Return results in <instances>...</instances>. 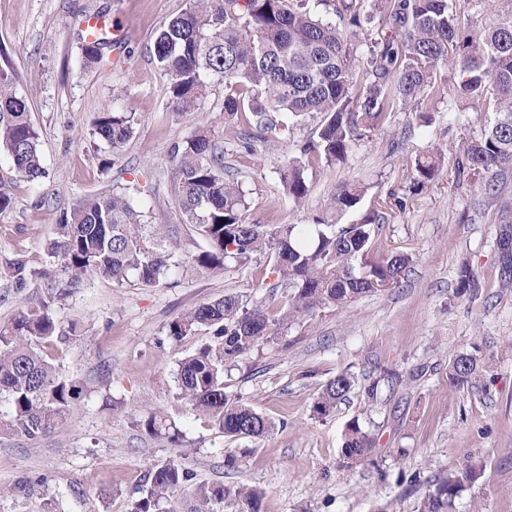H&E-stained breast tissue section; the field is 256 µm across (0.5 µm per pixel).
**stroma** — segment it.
Masks as SVG:
<instances>
[{"label":"stroma","instance_id":"stroma-1","mask_svg":"<svg viewBox=\"0 0 512 512\" xmlns=\"http://www.w3.org/2000/svg\"><path fill=\"white\" fill-rule=\"evenodd\" d=\"M188 3L0 0V54L30 100L47 173L38 184L15 180L13 201L0 211V324L66 286L49 246L60 215L87 196L121 188L149 222L177 226L179 239L165 283L119 287L89 275L54 304L56 320L75 326L76 337L43 352L81 380L83 397L47 438L0 432V512H130L147 472L173 456L197 482L262 489L260 512H419L442 479L472 469L478 477L465 482L452 512H512V286L503 284L496 247L500 215L481 204L478 186L454 190L444 175L420 194L404 191L416 154L453 158L459 144L479 135L483 113L449 110V82L421 103H395L388 122L368 130L344 160L310 169L308 195L293 205L279 167L313 136L316 119L282 114L287 134H259L248 153L224 127L223 84H211L198 111L172 113L154 41ZM79 12L105 16L117 66L82 65ZM107 106L135 113L138 123L105 168L107 148L89 130ZM199 128L223 141L224 167L246 194L247 222L352 224L382 201L386 220L372 255L412 258L398 287L295 318L226 367V394L273 424L260 438H225L180 397L176 382L180 359L211 333L175 340L168 334L174 318L228 294L248 307L288 294L277 287L267 252L214 272L189 263L206 243L178 222L170 155ZM346 185L362 186L364 196L357 208L334 214L330 200ZM391 190L402 193L403 205L388 200ZM18 258L28 272L22 289L11 268ZM464 265L483 285L479 298L455 294ZM475 344L485 363L482 386L450 389L449 361ZM341 372L353 378L346 400L330 416L313 417L322 386ZM152 414L181 430L179 448L145 431ZM354 420L376 445L351 461L341 448ZM229 453L236 468L224 466ZM23 479L33 481L31 490L18 489Z\"/></svg>","mask_w":512,"mask_h":512}]
</instances>
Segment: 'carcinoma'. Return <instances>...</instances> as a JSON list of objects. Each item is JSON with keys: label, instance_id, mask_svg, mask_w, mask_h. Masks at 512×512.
Wrapping results in <instances>:
<instances>
[{"label": "carcinoma", "instance_id": "obj_1", "mask_svg": "<svg viewBox=\"0 0 512 512\" xmlns=\"http://www.w3.org/2000/svg\"><path fill=\"white\" fill-rule=\"evenodd\" d=\"M350 24L359 21L364 0H318ZM503 17L474 32L461 27L452 0H385L389 33L375 43L366 60L367 79L357 84V47L339 29L308 8V0H190L189 8L170 19L154 41V56L165 77L171 111L187 114L199 108L209 85L224 84V125L247 126L260 132L288 126L277 115L319 119L315 137L302 143L299 157L280 169L288 198L300 204L309 191V169L334 164L363 139L364 131L383 125L396 101L421 100L435 87L441 67L453 51L458 71L456 97L485 113L480 134L455 153L452 185L468 182L482 189L488 202L498 198L499 183L512 176V0H503ZM82 63L102 68L111 64L112 40L103 32L94 39L79 32ZM9 64H0V151L12 160V174L0 176V210L12 203L17 178L35 182L45 175L41 141L30 117L28 99ZM135 113H98L91 136L108 146L111 156L135 133ZM177 184L179 223L191 226L207 247L190 257L202 271L224 270L255 253H274V272L291 289L278 318L263 304L249 309L226 295L202 303L172 320L169 335L182 339L206 328L209 343L184 357L178 366L180 396L194 409L210 414L225 437L258 438L271 423L250 406L224 392V366L237 361L271 336L272 326L332 306L343 309L363 294L395 287L409 267L407 254L369 256L381 233V215L372 210L356 224L317 222L306 233L298 224L269 228L243 217L245 194L224 170V147L209 129H199L171 152ZM445 159L425 152L414 159L408 192L417 194L437 180ZM364 190L344 188L330 203L342 213L356 207ZM501 210L497 247L502 274L512 275V222ZM51 251L61 259L71 285L99 274L123 285L133 279L144 287L165 281L174 251L125 193L83 199L63 214ZM482 284L467 265L460 268L456 294L476 297ZM55 293L0 325V431L28 441L52 434L78 404L81 383L61 372L40 352L47 341L67 344L74 327L58 324L52 304ZM484 365L478 350L462 351L448 364V387L469 390L479 385ZM350 374L329 380L317 395L313 414L330 415L352 387ZM145 431L179 443L180 431L166 418L151 414ZM374 438L352 422L342 453L361 459ZM462 490V479L448 477L422 501L421 512H447ZM132 512H225L240 504L259 512L260 492L224 484L197 483L193 473L169 460L156 466L138 489Z\"/></svg>", "mask_w": 512, "mask_h": 512}]
</instances>
